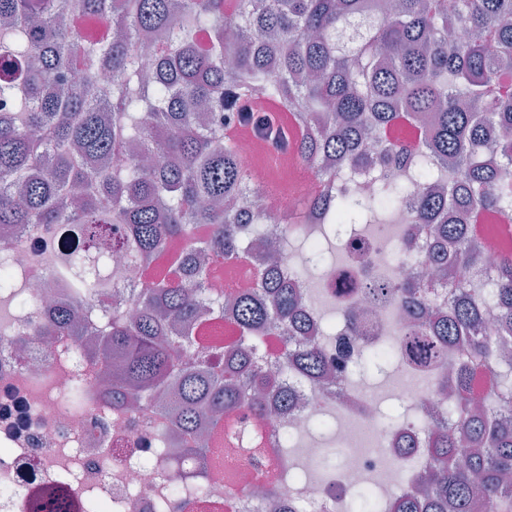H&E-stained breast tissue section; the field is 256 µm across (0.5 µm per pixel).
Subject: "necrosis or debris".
I'll return each instance as SVG.
<instances>
[{
	"label": "necrosis or debris",
	"mask_w": 512,
	"mask_h": 512,
	"mask_svg": "<svg viewBox=\"0 0 512 512\" xmlns=\"http://www.w3.org/2000/svg\"><path fill=\"white\" fill-rule=\"evenodd\" d=\"M56 234L48 226L32 241L16 228H0V246L9 245L10 265L27 285L29 301L45 304L68 293L65 280L46 275L32 260L34 248L50 250ZM410 236L402 220L344 236L341 259L315 270L302 285L304 319L318 322L325 306H337L352 314L346 330L352 350L387 336L402 343L406 324L399 308L366 304L361 290L391 268H402V261L390 266L384 257L404 250ZM30 319L13 314L11 334L0 340V406L22 401L27 417L20 434L0 421V512H39L49 499L64 501L66 512H278L280 501L293 502L297 512H338L342 501L363 488L391 502L417 484L426 432L408 418L382 428L377 415L386 401L422 412L435 396L439 368L412 362L405 351L396 357L400 377L383 394L357 383L313 386L292 380L297 407L259 421L260 436L248 437L241 447L215 441L206 460L209 480L176 500L166 490L184 479L174 451L185 442L171 421L155 411L112 408L97 358L75 351L71 369H62V339L29 335ZM78 375L85 399L65 402ZM327 412L334 417L339 450L324 471L322 445L308 428ZM287 429L303 442L292 461L278 451Z\"/></svg>",
	"instance_id": "4bbe7bcc"
}]
</instances>
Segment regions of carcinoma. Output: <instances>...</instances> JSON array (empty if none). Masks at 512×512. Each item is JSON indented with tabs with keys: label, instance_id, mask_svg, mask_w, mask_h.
<instances>
[{
	"label": "carcinoma",
	"instance_id": "cac0c4a2",
	"mask_svg": "<svg viewBox=\"0 0 512 512\" xmlns=\"http://www.w3.org/2000/svg\"><path fill=\"white\" fill-rule=\"evenodd\" d=\"M111 82L99 88L102 72ZM279 103L306 129L292 143L271 127L319 189L304 208L329 206L336 223L382 224L406 210L426 248L407 260L427 276L365 285L373 298L413 302L420 312L406 343L419 360L441 363L464 339L463 361L438 382L439 426L418 490L396 512H512V363L486 337L512 333V253L487 275L492 301L480 304L461 272L481 273L485 245L472 219L491 212L512 221V0H0V226L61 225L66 242L44 269L70 279L33 336H90L112 381V400L162 406L187 438L183 456L205 479L203 426L253 392L275 388L280 408L298 403L284 376L326 378L323 345L336 323L301 319L296 284L312 268L280 276L288 256L260 251L271 213L251 171L213 114L241 111L244 99ZM404 122L425 123L421 139H392ZM344 168L378 172L367 193L336 192ZM454 244L448 261L444 243ZM178 244V278L140 281L121 308L100 301L117 287L98 263L116 248L126 272ZM244 262L254 287L229 308L239 336L224 348L196 334L224 323V292L209 287L210 265ZM0 275V302L26 307ZM448 300L450 313L437 308ZM289 333L268 366L263 337ZM393 360L388 341L353 363L365 376ZM492 377V411L466 406L476 372ZM457 402L448 407V391ZM368 491L347 512H379Z\"/></svg>",
	"mask_w": 512,
	"mask_h": 512
}]
</instances>
